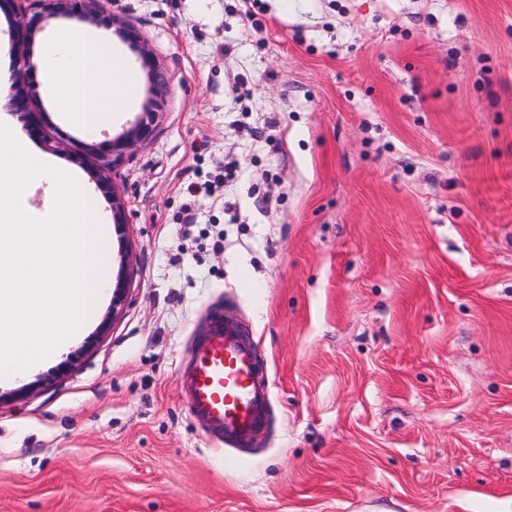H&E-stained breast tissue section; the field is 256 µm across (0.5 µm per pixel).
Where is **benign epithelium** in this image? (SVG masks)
<instances>
[{
  "label": "benign epithelium",
  "mask_w": 512,
  "mask_h": 512,
  "mask_svg": "<svg viewBox=\"0 0 512 512\" xmlns=\"http://www.w3.org/2000/svg\"><path fill=\"white\" fill-rule=\"evenodd\" d=\"M31 2L30 10L17 12L13 22L17 37L22 42L31 40L45 24L60 16L90 22L97 21V14L91 7L95 0H31ZM141 57L149 81L155 86L160 85L162 76L150 51L142 49ZM36 70L37 64L30 57L26 56L22 59V68L17 74L12 98L16 109L22 112L28 111V99L24 96V90ZM158 108L157 102H148L144 109V116L122 135L108 143L86 145L95 178L104 188H110L108 171L128 156L134 147L149 138Z\"/></svg>",
  "instance_id": "1"
}]
</instances>
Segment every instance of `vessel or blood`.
<instances>
[{
	"label": "vessel or blood",
	"instance_id": "1",
	"mask_svg": "<svg viewBox=\"0 0 512 512\" xmlns=\"http://www.w3.org/2000/svg\"><path fill=\"white\" fill-rule=\"evenodd\" d=\"M178 380L192 413L213 435L232 442L263 426L270 388L256 349L220 319H213Z\"/></svg>",
	"mask_w": 512,
	"mask_h": 512
}]
</instances>
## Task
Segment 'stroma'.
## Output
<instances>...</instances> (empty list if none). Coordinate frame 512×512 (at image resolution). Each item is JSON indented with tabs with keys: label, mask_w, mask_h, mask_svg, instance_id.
Listing matches in <instances>:
<instances>
[{
	"label": "stroma",
	"mask_w": 512,
	"mask_h": 512,
	"mask_svg": "<svg viewBox=\"0 0 512 512\" xmlns=\"http://www.w3.org/2000/svg\"><path fill=\"white\" fill-rule=\"evenodd\" d=\"M95 10L138 83L100 138L162 102L107 189L43 75L30 115L11 101L22 57L82 21L20 45L0 13V123L37 122L126 215L123 302L0 384V512H512V0ZM216 309L272 388L231 449L177 381Z\"/></svg>",
	"instance_id": "obj_1"
}]
</instances>
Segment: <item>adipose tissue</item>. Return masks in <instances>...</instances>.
Here are the masks:
<instances>
[{
    "instance_id": "ef3b65f1",
    "label": "adipose tissue",
    "mask_w": 512,
    "mask_h": 512,
    "mask_svg": "<svg viewBox=\"0 0 512 512\" xmlns=\"http://www.w3.org/2000/svg\"><path fill=\"white\" fill-rule=\"evenodd\" d=\"M41 68L66 117L93 135L124 112L137 92L135 76L91 30H67L49 38Z\"/></svg>"
}]
</instances>
